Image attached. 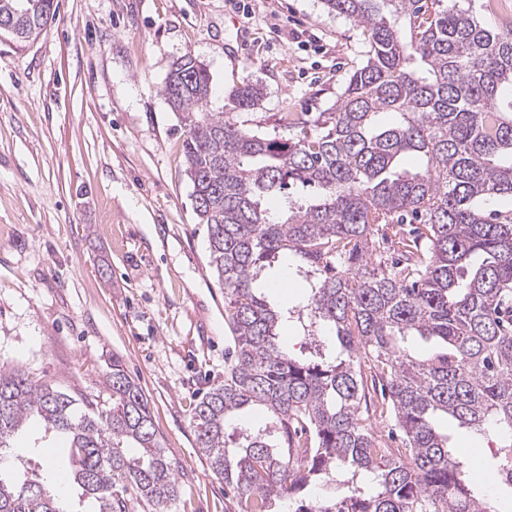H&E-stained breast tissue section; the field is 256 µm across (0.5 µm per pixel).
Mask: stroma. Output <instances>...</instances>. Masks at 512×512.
Instances as JSON below:
<instances>
[{
    "label": "stroma",
    "instance_id": "obj_1",
    "mask_svg": "<svg viewBox=\"0 0 512 512\" xmlns=\"http://www.w3.org/2000/svg\"><path fill=\"white\" fill-rule=\"evenodd\" d=\"M56 0L36 38L0 35V370L75 398L105 396L113 361L146 395L181 486L169 512H241L201 456L192 408L223 383L224 288L184 172L185 127L163 88L192 53L207 109L252 133L293 136L294 116L332 111L367 34L322 0ZM262 97L234 108L230 90ZM478 496L512 512L489 466L496 438L439 417ZM37 424L0 469L47 477ZM262 89L258 84L242 82L232 90L231 96L235 107L241 110L254 107L262 96Z\"/></svg>",
    "mask_w": 512,
    "mask_h": 512
}]
</instances>
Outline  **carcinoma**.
<instances>
[{"label":"carcinoma","mask_w":512,"mask_h":512,"mask_svg":"<svg viewBox=\"0 0 512 512\" xmlns=\"http://www.w3.org/2000/svg\"><path fill=\"white\" fill-rule=\"evenodd\" d=\"M462 0H324L366 30L369 50L336 108L298 138L251 133L206 109L207 67L190 53L166 77L181 114L185 173L206 229L209 266L224 286L235 344L224 384L192 412L197 446L243 512H500L476 496L433 416L498 438L493 472L512 462V26L486 27ZM54 0L29 14L0 0V34L36 35ZM235 107L261 88L243 82ZM386 113L397 115L386 123ZM412 158L417 165L400 167ZM294 185L312 189L295 199ZM283 201L274 221L267 203ZM292 257L304 300L275 310L264 272ZM322 328L338 349L310 360L280 343L284 321ZM434 343L423 357L407 339ZM385 375L407 454L379 448L362 425L360 358ZM112 398L79 400L0 370V448L28 420L63 437L87 512H127L135 493L153 512L179 495L148 399L112 360ZM262 407L265 426L229 428ZM330 479L346 495L315 504ZM53 482L0 473V512H66Z\"/></svg>","instance_id":"cac0c4a2"}]
</instances>
